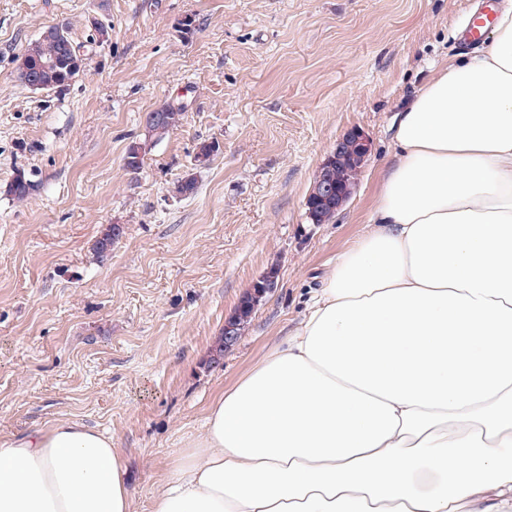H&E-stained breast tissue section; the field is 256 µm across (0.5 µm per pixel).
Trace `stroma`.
<instances>
[{
  "instance_id": "35a3bbf8",
  "label": "stroma",
  "mask_w": 512,
  "mask_h": 512,
  "mask_svg": "<svg viewBox=\"0 0 512 512\" xmlns=\"http://www.w3.org/2000/svg\"><path fill=\"white\" fill-rule=\"evenodd\" d=\"M479 0H0V443L65 419L111 436L132 512H154L206 409L302 318L322 275L366 230L394 161L396 115ZM192 17L183 37L178 22ZM110 40L91 47L93 22ZM87 46L62 95L22 85L16 58L53 24ZM183 108L139 173L148 112ZM372 148L327 224L306 199L351 129ZM220 148L196 165L201 142ZM25 202L4 189L17 173ZM191 174L197 191L170 189ZM124 228L104 261L92 247ZM220 361L212 348L270 270ZM262 296H257L256 293L250 292L249 295L244 296L236 310L234 316L230 317V324L233 326V332L236 338L242 335L249 318L255 308L256 303Z\"/></svg>"
}]
</instances>
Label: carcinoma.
I'll return each instance as SVG.
<instances>
[{"mask_svg":"<svg viewBox=\"0 0 512 512\" xmlns=\"http://www.w3.org/2000/svg\"><path fill=\"white\" fill-rule=\"evenodd\" d=\"M82 46L77 45L72 40L68 28L61 27L60 31L49 37H38L30 43L24 50V53L17 59V73L21 83H26L30 73L26 72L24 61L31 59L33 61H52L54 65L40 70L37 74L39 81L53 88L66 84L72 76L71 67L78 64V53ZM184 113L182 109L175 108L169 104H163L154 111L148 113L146 123L152 124L157 128V132H148L145 134V142L133 143L129 146L124 158V167L131 173L138 172L143 163V156L146 153L147 142H155L158 139L168 135L177 129L183 122ZM360 164H355L351 160L333 166L329 175L331 180H336L341 186H352L359 172ZM34 189V184L28 179L15 178L7 185L6 193L13 199L22 202L27 200ZM197 189L196 178L188 174L173 183L171 192L176 197H186L195 193ZM123 229L119 224L107 226L94 244V252L97 257L103 259L112 251V245L119 240ZM259 301V296L251 292L242 298L234 316L230 317V324L233 326L235 336L242 335L249 318Z\"/></svg>","mask_w":512,"mask_h":512,"instance_id":"cac0c4a2","label":"carcinoma"}]
</instances>
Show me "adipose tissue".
<instances>
[{
	"mask_svg": "<svg viewBox=\"0 0 512 512\" xmlns=\"http://www.w3.org/2000/svg\"><path fill=\"white\" fill-rule=\"evenodd\" d=\"M369 229L155 512H512V5L397 116ZM0 512H132L110 436L0 444Z\"/></svg>",
	"mask_w": 512,
	"mask_h": 512,
	"instance_id": "adipose-tissue-1",
	"label": "adipose tissue"
}]
</instances>
